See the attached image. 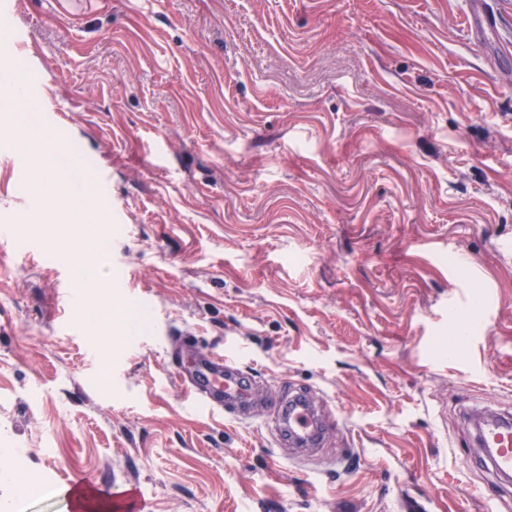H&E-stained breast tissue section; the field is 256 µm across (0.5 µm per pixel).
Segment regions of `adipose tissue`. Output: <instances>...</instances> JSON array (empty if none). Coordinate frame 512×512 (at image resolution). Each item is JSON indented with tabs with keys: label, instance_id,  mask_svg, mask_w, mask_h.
Listing matches in <instances>:
<instances>
[{
	"label": "adipose tissue",
	"instance_id": "obj_1",
	"mask_svg": "<svg viewBox=\"0 0 512 512\" xmlns=\"http://www.w3.org/2000/svg\"><path fill=\"white\" fill-rule=\"evenodd\" d=\"M0 128L10 132L9 147L30 158L33 167L25 184L26 192L35 200L51 197L67 224H94L98 221L94 203L98 197L96 183L81 176L83 159L71 145L67 135L38 129L17 119L14 113H0ZM77 170L76 178L61 176V166Z\"/></svg>",
	"mask_w": 512,
	"mask_h": 512
}]
</instances>
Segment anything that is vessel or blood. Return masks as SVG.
Segmentation results:
<instances>
[{
    "label": "vessel or blood",
    "mask_w": 512,
    "mask_h": 512,
    "mask_svg": "<svg viewBox=\"0 0 512 512\" xmlns=\"http://www.w3.org/2000/svg\"><path fill=\"white\" fill-rule=\"evenodd\" d=\"M193 399L197 408L213 413L249 409L255 402V378L247 377L238 355L213 349L199 351L192 362ZM277 431L286 434L289 442L300 447L315 446L319 438L320 418L309 393L274 395L266 400ZM477 460L485 463L495 476L483 495L485 505L499 503L498 480L512 478V420L502 421L486 416L477 436Z\"/></svg>",
    "instance_id": "vessel-or-blood-1"
}]
</instances>
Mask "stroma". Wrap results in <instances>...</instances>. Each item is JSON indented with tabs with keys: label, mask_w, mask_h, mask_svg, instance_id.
<instances>
[{
	"label": "stroma",
	"mask_w": 512,
	"mask_h": 512,
	"mask_svg": "<svg viewBox=\"0 0 512 512\" xmlns=\"http://www.w3.org/2000/svg\"><path fill=\"white\" fill-rule=\"evenodd\" d=\"M496 26L476 37L473 5ZM0 68L109 173L84 255L27 224L0 151V481L73 512H481L474 415L512 414V0H12ZM126 322L104 350L89 328ZM241 353L258 396L325 409L321 447L193 407L173 339Z\"/></svg>",
	"instance_id": "stroma-1"
}]
</instances>
